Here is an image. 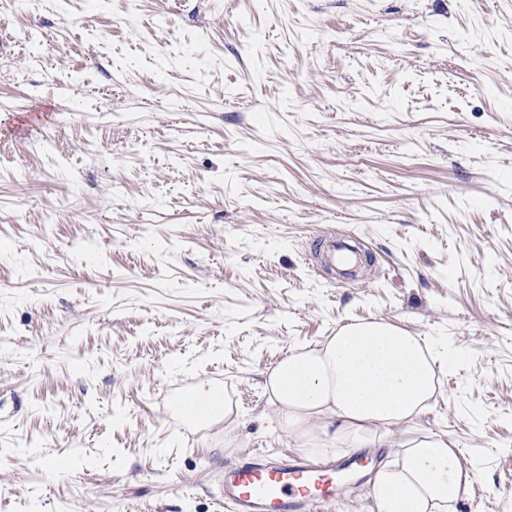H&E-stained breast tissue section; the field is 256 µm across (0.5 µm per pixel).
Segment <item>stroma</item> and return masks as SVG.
Here are the masks:
<instances>
[{
	"instance_id": "35a3bbf8",
	"label": "stroma",
	"mask_w": 512,
	"mask_h": 512,
	"mask_svg": "<svg viewBox=\"0 0 512 512\" xmlns=\"http://www.w3.org/2000/svg\"><path fill=\"white\" fill-rule=\"evenodd\" d=\"M1 127L0 512H225L298 451L264 373L373 319L448 363L372 467L430 431L512 512V0H0ZM185 405L203 416V421L209 423H218L224 421L225 426L232 422L233 405L232 401L224 394V400L217 397L216 390L213 385H210L209 390H204L201 387L196 393L191 394L189 400H184ZM215 409H219L214 413Z\"/></svg>"
}]
</instances>
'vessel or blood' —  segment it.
Returning a JSON list of instances; mask_svg holds the SVG:
<instances>
[{
  "label": "vessel or blood",
  "instance_id": "vessel-or-blood-1",
  "mask_svg": "<svg viewBox=\"0 0 512 512\" xmlns=\"http://www.w3.org/2000/svg\"><path fill=\"white\" fill-rule=\"evenodd\" d=\"M364 455L315 464L259 452L225 468L220 497L226 512H311L339 499L346 479H357Z\"/></svg>",
  "mask_w": 512,
  "mask_h": 512
}]
</instances>
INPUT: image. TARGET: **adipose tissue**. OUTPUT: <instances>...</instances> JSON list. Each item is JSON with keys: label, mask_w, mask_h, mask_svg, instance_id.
Returning a JSON list of instances; mask_svg holds the SVG:
<instances>
[{"label": "adipose tissue", "mask_w": 512, "mask_h": 512, "mask_svg": "<svg viewBox=\"0 0 512 512\" xmlns=\"http://www.w3.org/2000/svg\"><path fill=\"white\" fill-rule=\"evenodd\" d=\"M423 337L376 319L349 323L315 346L291 350L264 388L279 429L311 454L383 447L390 427L425 411L439 389ZM475 473L429 432L405 439L371 478L375 512H459Z\"/></svg>", "instance_id": "adipose-tissue-1"}]
</instances>
